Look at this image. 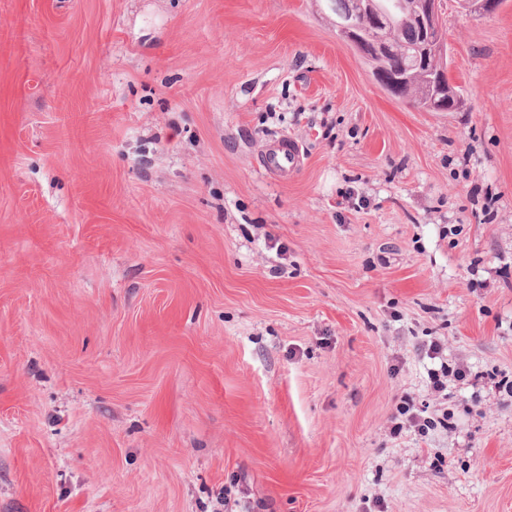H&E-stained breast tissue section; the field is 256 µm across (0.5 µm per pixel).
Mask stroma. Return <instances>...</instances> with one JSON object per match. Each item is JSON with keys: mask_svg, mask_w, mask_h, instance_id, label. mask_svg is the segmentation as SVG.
<instances>
[{"mask_svg": "<svg viewBox=\"0 0 512 512\" xmlns=\"http://www.w3.org/2000/svg\"><path fill=\"white\" fill-rule=\"evenodd\" d=\"M332 19L0 0V512H512V0L457 112ZM303 163V155L298 144L288 137L279 141V146L269 150L263 157L264 170L273 176L288 177Z\"/></svg>", "mask_w": 512, "mask_h": 512, "instance_id": "35a3bbf8", "label": "stroma"}]
</instances>
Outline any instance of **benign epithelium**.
<instances>
[{"instance_id": "benign-epithelium-1", "label": "benign epithelium", "mask_w": 512, "mask_h": 512, "mask_svg": "<svg viewBox=\"0 0 512 512\" xmlns=\"http://www.w3.org/2000/svg\"><path fill=\"white\" fill-rule=\"evenodd\" d=\"M442 4L443 0H421L420 8L412 16L422 36L423 53L432 62V71L438 73L435 78L424 77L428 99L417 98V102L427 109L434 107L435 98L445 89L439 77L447 56V43L439 37ZM399 8L398 2L386 6L379 0H355L354 10L335 24L336 36L378 67L388 54L380 29H393L401 23Z\"/></svg>"}]
</instances>
